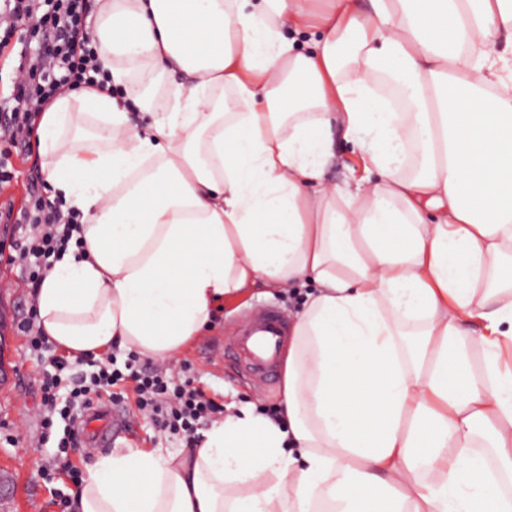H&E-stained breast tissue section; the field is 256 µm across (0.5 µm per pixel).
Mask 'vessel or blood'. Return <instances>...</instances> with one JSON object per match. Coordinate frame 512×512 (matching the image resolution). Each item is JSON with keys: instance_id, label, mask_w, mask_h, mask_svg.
<instances>
[{"instance_id": "vessel-or-blood-1", "label": "vessel or blood", "mask_w": 512, "mask_h": 512, "mask_svg": "<svg viewBox=\"0 0 512 512\" xmlns=\"http://www.w3.org/2000/svg\"><path fill=\"white\" fill-rule=\"evenodd\" d=\"M291 334L285 315L276 308L257 311L230 340L242 369L254 381L273 384L279 374L282 350ZM129 418L119 408L92 407L82 418L80 436L86 446L106 448L127 430Z\"/></svg>"}]
</instances>
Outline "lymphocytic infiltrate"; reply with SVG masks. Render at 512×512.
<instances>
[{"label": "lymphocytic infiltrate", "instance_id": "obj_1", "mask_svg": "<svg viewBox=\"0 0 512 512\" xmlns=\"http://www.w3.org/2000/svg\"><path fill=\"white\" fill-rule=\"evenodd\" d=\"M7 11L0 12V52L11 43L17 23H25L29 35L39 42L37 53L30 56L8 101L0 103L5 115L0 118V141L16 144L31 134L35 120L53 99L67 90L92 87L98 83L100 69L96 50L83 29L86 0H12ZM23 223L31 227L30 236L16 245V258L29 265V280L40 288L52 257L63 252L74 232L76 218L62 219L50 203L33 197L22 212ZM96 369L72 381L70 404L56 406V390L61 378L46 375L41 385L45 415L43 431H50L55 419L65 423L64 436L59 442L62 455L56 456L57 469L70 473L72 481L81 475L65 451L77 447L79 435L74 427L72 407H90L94 401L107 398L121 401L124 394L119 386L132 382L136 404L144 418L150 419L158 432L180 434L189 447H196L199 425L211 420L220 411L214 398L193 386L191 380L176 385L167 368L129 358L124 369L113 366L111 356H103Z\"/></svg>", "mask_w": 512, "mask_h": 512}]
</instances>
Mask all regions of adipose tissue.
Wrapping results in <instances>:
<instances>
[{
	"mask_svg": "<svg viewBox=\"0 0 512 512\" xmlns=\"http://www.w3.org/2000/svg\"><path fill=\"white\" fill-rule=\"evenodd\" d=\"M93 17L107 85L37 129L81 221L36 295L44 335L73 359L169 362L224 300L315 289L280 422L233 403L187 452L100 455L77 512H512V0H95ZM166 72L187 81L158 112L145 90ZM337 127L365 161L344 187L325 179Z\"/></svg>",
	"mask_w": 512,
	"mask_h": 512,
	"instance_id": "1",
	"label": "adipose tissue"
}]
</instances>
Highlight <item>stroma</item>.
Returning <instances> with one entry per match:
<instances>
[{"label": "stroma", "mask_w": 512, "mask_h": 512, "mask_svg": "<svg viewBox=\"0 0 512 512\" xmlns=\"http://www.w3.org/2000/svg\"><path fill=\"white\" fill-rule=\"evenodd\" d=\"M13 178L5 194L23 205L28 192L46 195V184L39 177L38 142L30 140L14 148L10 158ZM12 238L0 235V311L21 321L29 316L34 301L23 266L7 262ZM303 292H275L269 295L250 290L248 294L225 301L214 313L212 323L201 336L190 342L174 359L173 369L189 368L195 386L220 404L250 402L256 408L278 407L282 383L257 387L241 370L236 357L221 351L232 332L254 309L273 306L295 316L302 306ZM15 365L18 390H0V512H58L52 504L51 488L70 491L71 483H47L46 471L52 470L56 442L63 433L55 428L46 443H39L40 386L43 376L52 372L50 353L31 351L25 337L13 332L5 343ZM124 408L131 417L132 429L117 438L119 448H160L176 453L184 450L181 437L158 433L152 422L143 418L134 394H127Z\"/></svg>", "instance_id": "stroma-1"}]
</instances>
